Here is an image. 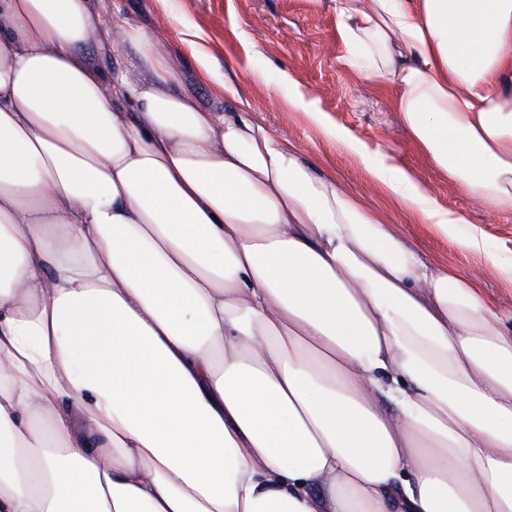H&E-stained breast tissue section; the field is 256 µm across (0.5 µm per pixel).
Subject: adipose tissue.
<instances>
[{
	"instance_id": "ef3b65f1",
	"label": "adipose tissue",
	"mask_w": 512,
	"mask_h": 512,
	"mask_svg": "<svg viewBox=\"0 0 512 512\" xmlns=\"http://www.w3.org/2000/svg\"><path fill=\"white\" fill-rule=\"evenodd\" d=\"M418 148L512 212V0H335ZM131 72L92 66L113 38ZM94 0H0V512H512V313ZM288 101L512 282L428 184Z\"/></svg>"
}]
</instances>
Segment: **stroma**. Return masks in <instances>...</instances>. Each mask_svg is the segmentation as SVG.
<instances>
[{
	"instance_id": "obj_1",
	"label": "stroma",
	"mask_w": 512,
	"mask_h": 512,
	"mask_svg": "<svg viewBox=\"0 0 512 512\" xmlns=\"http://www.w3.org/2000/svg\"><path fill=\"white\" fill-rule=\"evenodd\" d=\"M104 17L143 28L162 39L176 63L173 85L191 90L219 112L248 106L272 133L288 138L306 160L336 178L369 208L399 225L402 241L430 262L443 261L462 273H481L489 299L512 312V283L486 267L482 257L435 235L382 187L373 183L360 158L310 124L288 104L283 77L296 80L308 99L399 167L429 184L443 205L466 213L483 229L490 250L512 251V213L484 209L450 183L421 152L403 127L391 99L345 61L336 33L332 0H100ZM212 60L213 77L236 86V97L214 103L208 85L197 79L196 50Z\"/></svg>"
}]
</instances>
